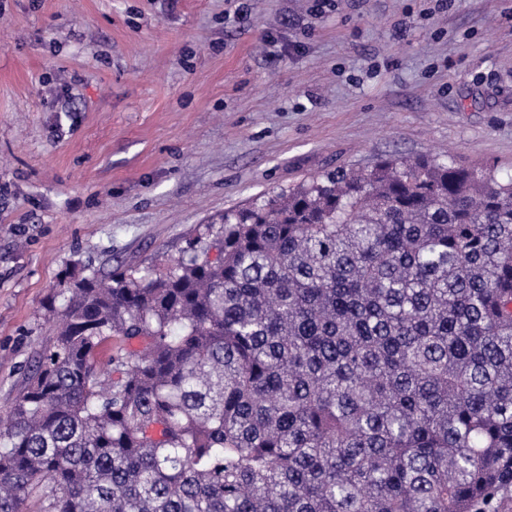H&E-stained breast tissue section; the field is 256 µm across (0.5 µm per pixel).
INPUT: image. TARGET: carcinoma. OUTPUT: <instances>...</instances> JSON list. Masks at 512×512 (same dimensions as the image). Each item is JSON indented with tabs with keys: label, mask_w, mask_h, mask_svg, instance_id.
<instances>
[{
	"label": "carcinoma",
	"mask_w": 512,
	"mask_h": 512,
	"mask_svg": "<svg viewBox=\"0 0 512 512\" xmlns=\"http://www.w3.org/2000/svg\"><path fill=\"white\" fill-rule=\"evenodd\" d=\"M185 253L65 277L0 419V512H479L512 486V178L336 169Z\"/></svg>",
	"instance_id": "carcinoma-1"
}]
</instances>
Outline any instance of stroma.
I'll return each instance as SVG.
<instances>
[{"label":"stroma","mask_w":512,"mask_h":512,"mask_svg":"<svg viewBox=\"0 0 512 512\" xmlns=\"http://www.w3.org/2000/svg\"><path fill=\"white\" fill-rule=\"evenodd\" d=\"M400 155L512 175V0H0V411L66 275Z\"/></svg>","instance_id":"1"}]
</instances>
